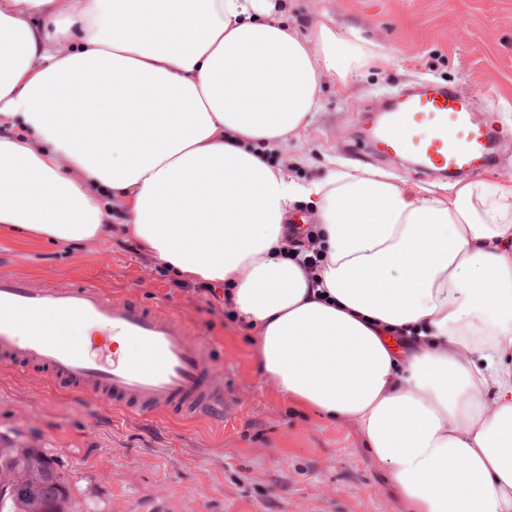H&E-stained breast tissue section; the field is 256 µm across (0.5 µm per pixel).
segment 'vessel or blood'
<instances>
[{
	"label": "vessel or blood",
	"mask_w": 512,
	"mask_h": 512,
	"mask_svg": "<svg viewBox=\"0 0 512 512\" xmlns=\"http://www.w3.org/2000/svg\"><path fill=\"white\" fill-rule=\"evenodd\" d=\"M498 140L492 125L476 119L470 97L433 81L392 98L370 128L373 153L412 159L429 177L493 167ZM83 325L123 337L129 353L61 338L63 329ZM0 365L36 371L129 415L218 421L229 412L211 350L181 313L67 278L37 288L27 277L0 274Z\"/></svg>",
	"instance_id": "1"
}]
</instances>
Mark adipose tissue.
<instances>
[{"instance_id": "adipose-tissue-1", "label": "adipose tissue", "mask_w": 512, "mask_h": 512, "mask_svg": "<svg viewBox=\"0 0 512 512\" xmlns=\"http://www.w3.org/2000/svg\"><path fill=\"white\" fill-rule=\"evenodd\" d=\"M372 55L286 0H0V232L93 242L120 203L153 258L227 288L283 394L357 423L413 512H512V185L305 180L268 153ZM299 199L314 267L285 238Z\"/></svg>"}]
</instances>
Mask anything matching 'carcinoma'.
<instances>
[{
    "label": "carcinoma",
    "instance_id": "obj_1",
    "mask_svg": "<svg viewBox=\"0 0 512 512\" xmlns=\"http://www.w3.org/2000/svg\"><path fill=\"white\" fill-rule=\"evenodd\" d=\"M68 486L37 448L0 442V512H69Z\"/></svg>",
    "mask_w": 512,
    "mask_h": 512
}]
</instances>
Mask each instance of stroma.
<instances>
[{"label":"stroma","mask_w":512,"mask_h":512,"mask_svg":"<svg viewBox=\"0 0 512 512\" xmlns=\"http://www.w3.org/2000/svg\"><path fill=\"white\" fill-rule=\"evenodd\" d=\"M288 20L358 29L385 60L345 90L326 79L321 111L273 151L287 174L314 179L336 166L409 178L410 162L369 156L365 112L431 80L492 118L500 159L481 178L512 183V0H289ZM108 221L111 237L93 244L1 236L0 271L38 286L72 277L182 311L215 349L236 412L221 423L132 416L0 367V438L54 460L71 512H410L353 420H328L259 374L252 331L222 287L200 290L128 249L119 215Z\"/></svg>","instance_id":"1"}]
</instances>
